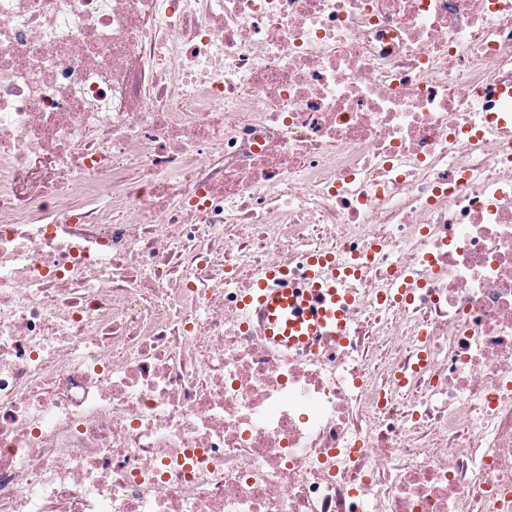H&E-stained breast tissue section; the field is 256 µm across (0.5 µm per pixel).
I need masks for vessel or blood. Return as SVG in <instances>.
<instances>
[{"label": "vessel or blood", "mask_w": 512, "mask_h": 512, "mask_svg": "<svg viewBox=\"0 0 512 512\" xmlns=\"http://www.w3.org/2000/svg\"><path fill=\"white\" fill-rule=\"evenodd\" d=\"M350 300L346 289L328 279L322 260L313 259L298 286L289 284L287 273L271 269L246 304L275 343L308 347L323 337L347 335Z\"/></svg>", "instance_id": "1"}]
</instances>
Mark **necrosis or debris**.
<instances>
[{
    "mask_svg": "<svg viewBox=\"0 0 512 512\" xmlns=\"http://www.w3.org/2000/svg\"><path fill=\"white\" fill-rule=\"evenodd\" d=\"M0 512H512V0H0ZM323 259H311L300 286L288 284V274L271 269L259 279L246 300L265 336L275 343L310 347L318 339L346 336L351 300L346 289L336 288Z\"/></svg>",
    "mask_w": 512,
    "mask_h": 512,
    "instance_id": "obj_1",
    "label": "necrosis or debris"
}]
</instances>
